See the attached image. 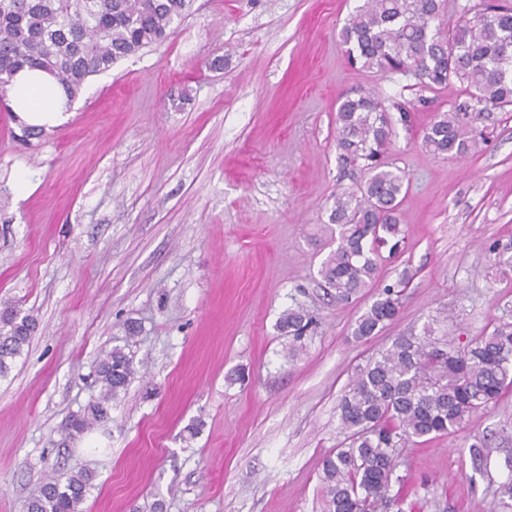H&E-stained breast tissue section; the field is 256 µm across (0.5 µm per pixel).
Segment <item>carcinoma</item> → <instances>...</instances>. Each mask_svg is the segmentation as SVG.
Returning a JSON list of instances; mask_svg holds the SVG:
<instances>
[{
  "mask_svg": "<svg viewBox=\"0 0 512 512\" xmlns=\"http://www.w3.org/2000/svg\"><path fill=\"white\" fill-rule=\"evenodd\" d=\"M191 0H0V99L25 67L56 77L69 97L121 58L165 41ZM450 0H362L341 31L349 61L366 71L412 77L437 90L455 80L481 111L512 108V0L459 5L447 22ZM468 106L442 112L429 123L423 146L435 155L461 157L470 136ZM336 148L346 164L362 165L368 179L356 192L334 196L329 222L338 229L336 250L319 275L338 302H348L379 275V249L398 250L400 204L408 182L389 166L396 138L391 107L371 92L345 95L336 113ZM401 293L388 286L351 326L357 340L380 333L399 315ZM317 324L304 306L288 308L277 324L292 339L291 354ZM37 320L14 307L0 311V377L29 346ZM136 374L133 356L115 346L95 369L98 395L62 428L71 439L112 422V402ZM512 392V321L448 349L430 337L401 336L360 368L338 405L344 447L322 464L329 512H404L392 492L402 449L455 434L473 414ZM512 441V429L475 435L468 446L481 473L491 453ZM85 470L52 474L30 493L27 512H79L93 486Z\"/></svg>",
  "mask_w": 512,
  "mask_h": 512,
  "instance_id": "cac0c4a2",
  "label": "carcinoma"
}]
</instances>
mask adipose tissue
Masks as SVG:
<instances>
[{"label":"adipose tissue","instance_id":"adipose-tissue-1","mask_svg":"<svg viewBox=\"0 0 512 512\" xmlns=\"http://www.w3.org/2000/svg\"><path fill=\"white\" fill-rule=\"evenodd\" d=\"M11 106L26 124L47 129L64 120L68 97L63 87L39 70L15 74L11 86Z\"/></svg>","mask_w":512,"mask_h":512}]
</instances>
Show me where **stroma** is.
I'll return each instance as SVG.
<instances>
[{
	"mask_svg": "<svg viewBox=\"0 0 512 512\" xmlns=\"http://www.w3.org/2000/svg\"><path fill=\"white\" fill-rule=\"evenodd\" d=\"M358 0H192L164 43L91 78L68 119L17 139L0 112V304L38 322L0 378V512L46 476L94 475L84 512H324L322 462L345 439L337 406L359 366L399 336L463 344L512 312V112L482 113L466 157L422 145L459 83L351 67L340 32ZM404 108L389 161L404 171L405 235L379 285L408 278L395 321L351 335L372 302H336L318 270L336 247V191L367 175L336 149V102ZM318 320L290 356L288 307ZM133 319L140 332L126 337ZM115 345L137 373L108 427L62 441ZM512 420V396L452 436L403 451L421 512H485L508 471H473L467 436Z\"/></svg>",
	"mask_w": 512,
	"mask_h": 512,
	"instance_id": "1",
	"label": "stroma"
}]
</instances>
